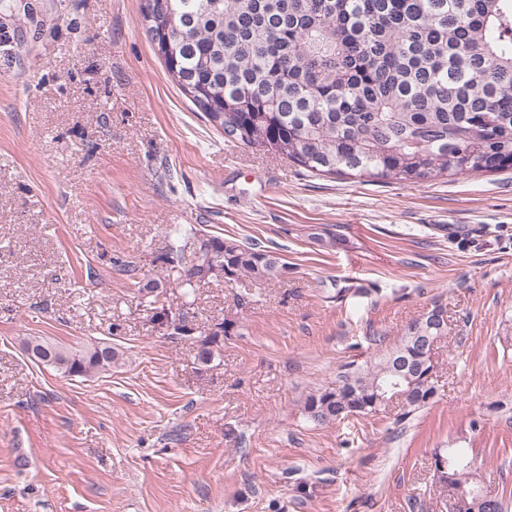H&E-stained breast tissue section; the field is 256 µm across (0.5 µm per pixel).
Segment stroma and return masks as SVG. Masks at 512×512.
<instances>
[{"instance_id":"obj_1","label":"stroma","mask_w":512,"mask_h":512,"mask_svg":"<svg viewBox=\"0 0 512 512\" xmlns=\"http://www.w3.org/2000/svg\"><path fill=\"white\" fill-rule=\"evenodd\" d=\"M141 3L0 0V512H449L438 448L472 450L512 507V169L362 182L225 141ZM177 226L288 268L244 306L221 280L186 295L163 261ZM436 302L428 409L306 419L312 389ZM157 303L186 334L153 330ZM224 318L239 335L195 364ZM34 336L121 359L66 376ZM222 322L214 323L211 332L200 339L196 340V353L195 361L198 365L207 366L213 362L216 356L220 354L221 341H224V337L239 335L240 326L235 321L224 320V332L221 336L217 333L222 330Z\"/></svg>"}]
</instances>
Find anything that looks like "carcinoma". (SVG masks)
<instances>
[{"mask_svg": "<svg viewBox=\"0 0 512 512\" xmlns=\"http://www.w3.org/2000/svg\"><path fill=\"white\" fill-rule=\"evenodd\" d=\"M146 32L170 28L172 49L156 47L180 91L229 142L282 155L315 175L418 183L512 169V0H163L141 6ZM201 231L175 229L166 261L181 260ZM204 260L181 281L187 293L215 279L273 281L287 269L277 253L219 236L203 239ZM196 342L207 366L221 341ZM444 336L432 315L407 326L378 359L348 367L310 392L317 424L374 415L401 394L397 422L435 402L434 361L422 339ZM108 343L58 349L48 365L69 376L108 371ZM434 475L451 512H505L480 487L467 448H439ZM462 502L464 508L454 504Z\"/></svg>", "mask_w": 512, "mask_h": 512, "instance_id": "carcinoma-1", "label": "carcinoma"}]
</instances>
